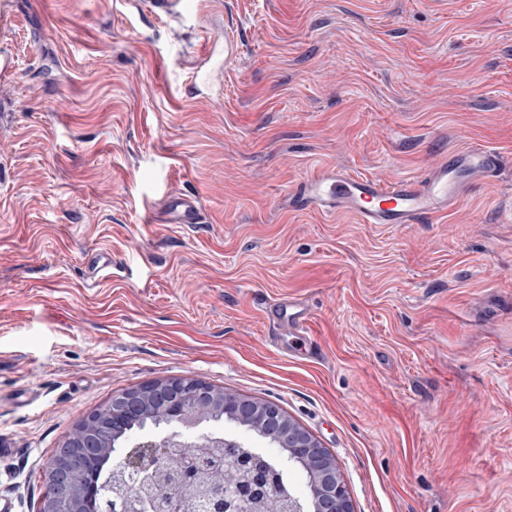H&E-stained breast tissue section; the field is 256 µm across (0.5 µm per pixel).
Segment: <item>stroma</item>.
Listing matches in <instances>:
<instances>
[{
    "label": "stroma",
    "instance_id": "obj_1",
    "mask_svg": "<svg viewBox=\"0 0 512 512\" xmlns=\"http://www.w3.org/2000/svg\"><path fill=\"white\" fill-rule=\"evenodd\" d=\"M198 2L0 0V503L39 512L113 395L196 378L315 436L355 512H512V0ZM228 29L234 65L195 88ZM470 143L501 178L424 224L292 200ZM280 295L320 357L272 338ZM152 3L162 13L180 19L192 17L197 11V5L191 0H154ZM168 208L174 224L200 223L199 208L196 200L186 196H176L168 201ZM263 312L270 326L288 331V336L308 338L309 314L299 299H280L266 305Z\"/></svg>",
    "mask_w": 512,
    "mask_h": 512
}]
</instances>
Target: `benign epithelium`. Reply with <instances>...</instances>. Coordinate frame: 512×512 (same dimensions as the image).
<instances>
[{
    "label": "benign epithelium",
    "mask_w": 512,
    "mask_h": 512,
    "mask_svg": "<svg viewBox=\"0 0 512 512\" xmlns=\"http://www.w3.org/2000/svg\"><path fill=\"white\" fill-rule=\"evenodd\" d=\"M164 420L166 430L143 436L125 457L117 459L100 484L121 512H186L182 503L198 490L195 478L207 469L205 449L221 448L219 481L202 491L210 512H243L249 499H278V512H354L347 484L327 449L284 415L272 402L245 400L197 379L153 382L112 398V406L93 411L78 424L63 448L48 463L67 488V507L41 503L40 512H82L89 486L80 479L87 448H120L145 430L140 425L107 440L108 422ZM234 423L279 449L270 456L223 431L200 430L208 422ZM307 476L309 496L301 500L288 490L283 475L288 465Z\"/></svg>",
    "instance_id": "obj_1"
}]
</instances>
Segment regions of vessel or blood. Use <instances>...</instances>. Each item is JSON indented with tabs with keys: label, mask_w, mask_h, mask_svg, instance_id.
Here are the masks:
<instances>
[{
	"label": "vessel or blood",
	"mask_w": 512,
	"mask_h": 512,
	"mask_svg": "<svg viewBox=\"0 0 512 512\" xmlns=\"http://www.w3.org/2000/svg\"><path fill=\"white\" fill-rule=\"evenodd\" d=\"M164 14L178 18L195 15L194 0H154ZM500 156L484 146H469L449 151L425 175L386 181L378 177L357 176L344 169L320 172L301 181L297 201L304 207L326 213L353 215L362 224H421L447 213L459 198L479 182L498 177ZM168 208L173 223L200 221L196 200L176 196ZM265 319L274 328L292 336H307L309 314L296 298L281 299L264 308Z\"/></svg>",
	"instance_id": "obj_1"
}]
</instances>
